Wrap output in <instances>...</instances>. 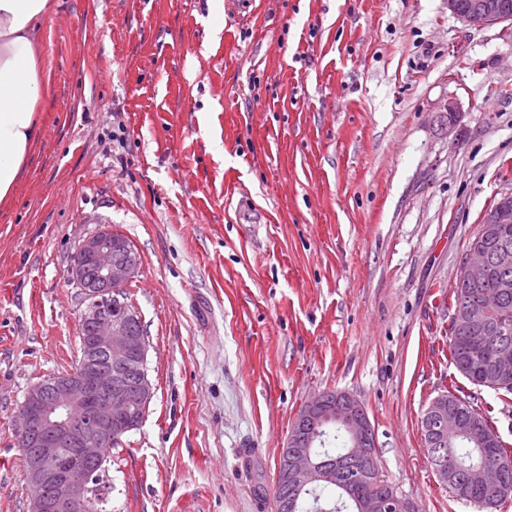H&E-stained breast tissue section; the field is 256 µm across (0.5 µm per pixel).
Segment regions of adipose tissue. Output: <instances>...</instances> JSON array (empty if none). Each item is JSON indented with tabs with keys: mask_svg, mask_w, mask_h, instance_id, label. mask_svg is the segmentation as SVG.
<instances>
[{
	"mask_svg": "<svg viewBox=\"0 0 512 512\" xmlns=\"http://www.w3.org/2000/svg\"><path fill=\"white\" fill-rule=\"evenodd\" d=\"M49 0H0V202L17 187L39 128L44 78L35 33Z\"/></svg>",
	"mask_w": 512,
	"mask_h": 512,
	"instance_id": "adipose-tissue-1",
	"label": "adipose tissue"
}]
</instances>
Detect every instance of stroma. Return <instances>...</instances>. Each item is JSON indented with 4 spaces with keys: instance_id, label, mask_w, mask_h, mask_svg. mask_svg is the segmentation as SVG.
Wrapping results in <instances>:
<instances>
[{
    "instance_id": "1",
    "label": "stroma",
    "mask_w": 512,
    "mask_h": 512,
    "mask_svg": "<svg viewBox=\"0 0 512 512\" xmlns=\"http://www.w3.org/2000/svg\"><path fill=\"white\" fill-rule=\"evenodd\" d=\"M49 2L39 132L0 203V512H27L18 411L75 365L67 270L103 229L140 256L153 397L101 512H274L280 450L325 391L364 406L415 512H476L421 419L452 392L512 449V399L457 371L448 333L512 173L506 23L445 0Z\"/></svg>"
}]
</instances>
